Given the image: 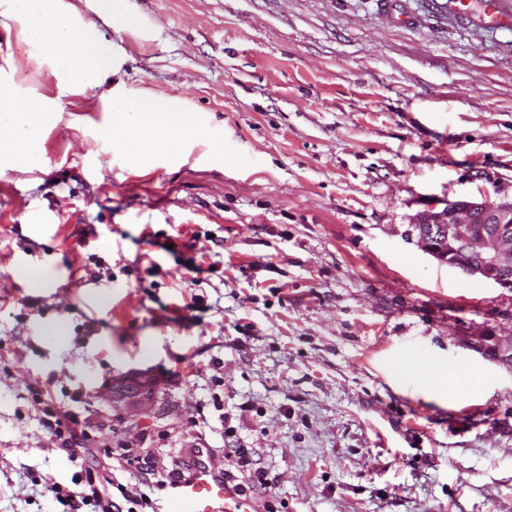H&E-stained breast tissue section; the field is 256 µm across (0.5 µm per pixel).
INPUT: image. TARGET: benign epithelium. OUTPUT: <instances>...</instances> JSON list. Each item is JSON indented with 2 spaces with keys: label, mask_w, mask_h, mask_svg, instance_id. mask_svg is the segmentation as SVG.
<instances>
[{
  "label": "benign epithelium",
  "mask_w": 512,
  "mask_h": 512,
  "mask_svg": "<svg viewBox=\"0 0 512 512\" xmlns=\"http://www.w3.org/2000/svg\"><path fill=\"white\" fill-rule=\"evenodd\" d=\"M405 236L439 263L512 292V199H447L417 213Z\"/></svg>",
  "instance_id": "obj_1"
}]
</instances>
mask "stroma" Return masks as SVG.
<instances>
[{"label":"stroma","instance_id":"1","mask_svg":"<svg viewBox=\"0 0 512 512\" xmlns=\"http://www.w3.org/2000/svg\"><path fill=\"white\" fill-rule=\"evenodd\" d=\"M70 2L105 86L0 26V88L45 110L38 168L0 162V512H64V415L170 467L249 449L279 512H512V292L403 235L512 197V29L442 0H112L119 28ZM144 99L205 137L137 164L106 129Z\"/></svg>","mask_w":512,"mask_h":512}]
</instances>
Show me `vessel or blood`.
Listing matches in <instances>:
<instances>
[{
    "instance_id": "1",
    "label": "vessel or blood",
    "mask_w": 512,
    "mask_h": 512,
    "mask_svg": "<svg viewBox=\"0 0 512 512\" xmlns=\"http://www.w3.org/2000/svg\"><path fill=\"white\" fill-rule=\"evenodd\" d=\"M450 15L488 28H511L512 9L504 0H446ZM187 476L178 479L160 505L161 512H258V505L240 484L208 467L205 449L191 448Z\"/></svg>"
}]
</instances>
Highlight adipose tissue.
<instances>
[{
    "mask_svg": "<svg viewBox=\"0 0 512 512\" xmlns=\"http://www.w3.org/2000/svg\"><path fill=\"white\" fill-rule=\"evenodd\" d=\"M10 6L30 23L34 47L53 54L78 74H85L94 58L106 49L96 38L77 32L64 0H10ZM131 120L133 129L123 130L120 139L143 162L156 147V133L170 135L176 143L198 133L193 120L184 113L172 112L151 102L133 111ZM38 128L30 109L0 101V160H16L22 152L28 157L29 168H37Z\"/></svg>",
    "mask_w": 512,
    "mask_h": 512,
    "instance_id": "adipose-tissue-1",
    "label": "adipose tissue"
}]
</instances>
